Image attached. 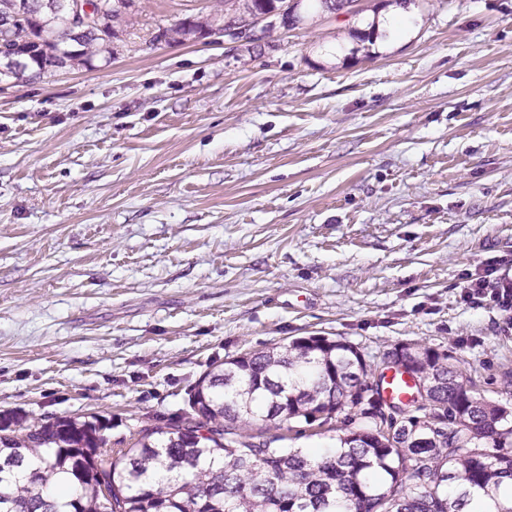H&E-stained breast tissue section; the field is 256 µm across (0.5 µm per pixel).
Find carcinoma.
<instances>
[{
    "mask_svg": "<svg viewBox=\"0 0 512 512\" xmlns=\"http://www.w3.org/2000/svg\"><path fill=\"white\" fill-rule=\"evenodd\" d=\"M285 0H224L225 34L256 12ZM291 28L309 9L340 11L355 0H299ZM0 0V82L68 64L89 65L120 33L67 37L64 3ZM210 22L185 19L170 31L183 41ZM415 371L429 384L433 412L406 418L433 436L425 446L390 433L375 395L380 382L358 347L309 336L214 366L190 394L189 411L144 428L131 448L104 458L108 425L95 417L23 421L0 413V512H464L475 499L484 512H512V401H490L477 380L425 347ZM354 423L337 446L310 452L273 447L244 430L293 424Z\"/></svg>",
    "mask_w": 512,
    "mask_h": 512,
    "instance_id": "cac0c4a2",
    "label": "carcinoma"
}]
</instances>
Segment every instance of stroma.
<instances>
[{
	"label": "stroma",
	"instance_id": "1",
	"mask_svg": "<svg viewBox=\"0 0 512 512\" xmlns=\"http://www.w3.org/2000/svg\"><path fill=\"white\" fill-rule=\"evenodd\" d=\"M221 0H134L130 43L0 83V411L105 419L113 450L211 366L307 336L432 345L504 399L512 0H387L148 47ZM497 265H488L482 272L467 275L461 291L462 299L470 304H494L500 311L512 313V278L498 274Z\"/></svg>",
	"mask_w": 512,
	"mask_h": 512
}]
</instances>
